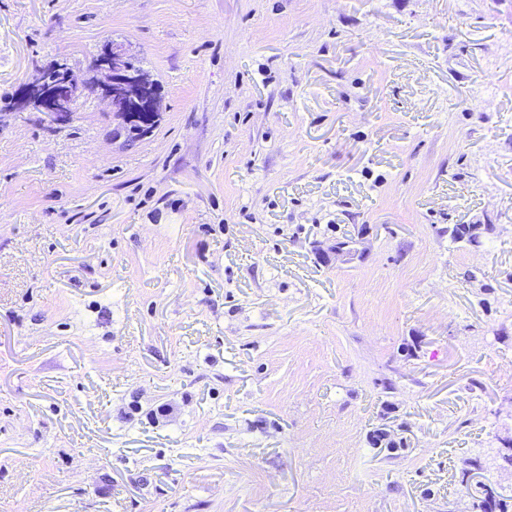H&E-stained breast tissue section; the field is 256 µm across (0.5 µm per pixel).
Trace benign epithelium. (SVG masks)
<instances>
[{"label": "benign epithelium", "instance_id": "obj_1", "mask_svg": "<svg viewBox=\"0 0 512 512\" xmlns=\"http://www.w3.org/2000/svg\"><path fill=\"white\" fill-rule=\"evenodd\" d=\"M125 55L112 44L101 46L96 53L91 80L99 84L102 98L109 102L112 112L129 122V113L148 112L158 116L159 95L156 83L124 63ZM78 97V85L70 72L56 68L48 81H34L24 86L18 98L17 110L38 112L48 127L65 124L72 116Z\"/></svg>", "mask_w": 512, "mask_h": 512}]
</instances>
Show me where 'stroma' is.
Instances as JSON below:
<instances>
[{
  "label": "stroma",
  "mask_w": 512,
  "mask_h": 512,
  "mask_svg": "<svg viewBox=\"0 0 512 512\" xmlns=\"http://www.w3.org/2000/svg\"><path fill=\"white\" fill-rule=\"evenodd\" d=\"M511 445L512 0H0V512H471ZM95 59L90 79L99 84L102 98L109 102L112 112L122 117L126 125L130 112H148L157 118L158 89L148 75L126 66L125 55L113 44L102 45ZM56 72L52 80L26 83L17 107L20 113H40L50 128L61 126L69 120L78 97V85L70 72L57 66Z\"/></svg>",
  "instance_id": "1"
}]
</instances>
